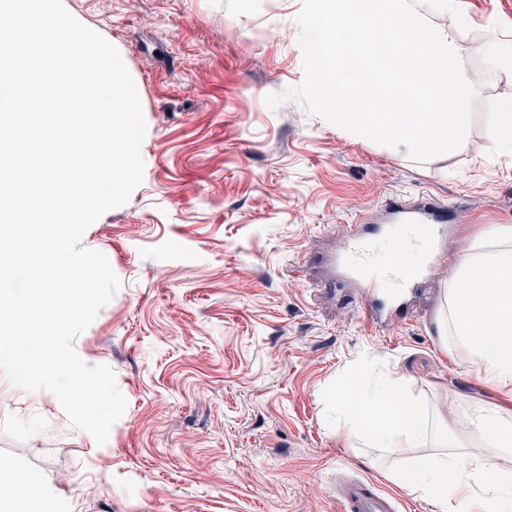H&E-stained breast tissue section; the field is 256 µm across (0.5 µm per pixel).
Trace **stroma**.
Segmentation results:
<instances>
[{
  "instance_id": "1",
  "label": "stroma",
  "mask_w": 512,
  "mask_h": 512,
  "mask_svg": "<svg viewBox=\"0 0 512 512\" xmlns=\"http://www.w3.org/2000/svg\"><path fill=\"white\" fill-rule=\"evenodd\" d=\"M120 53L146 124L143 181L82 238L120 289L74 341L127 406L105 445L57 397L0 376V458L56 512H341L339 477L398 486L350 447L332 394L364 373L416 396L492 399L444 351L435 320L456 256L512 224V0H457L451 31L481 83L467 148L419 163L289 101L301 83V0H63ZM429 194L449 244L396 326L372 332L359 274L329 269L356 214ZM404 512H437L400 494Z\"/></svg>"
}]
</instances>
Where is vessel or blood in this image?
Returning a JSON list of instances; mask_svg holds the SVG:
<instances>
[{"instance_id":"vessel-or-blood-1","label":"vessel or blood","mask_w":512,"mask_h":512,"mask_svg":"<svg viewBox=\"0 0 512 512\" xmlns=\"http://www.w3.org/2000/svg\"><path fill=\"white\" fill-rule=\"evenodd\" d=\"M382 212L392 234L401 235L419 228L425 229L429 250L424 265L418 268L411 269L398 263L390 266L388 274L399 282L401 290L396 294L387 293L383 286L384 275L372 270V256L367 246L368 238L377 235L379 229L373 226L369 214L355 217L349 227L347 252L341 263L364 275L362 286L372 298L367 316V325L372 330L392 323L403 315L427 283L430 265L436 253L448 243V226L426 197L390 200ZM341 489V512H400L398 498L381 490L370 478L348 477Z\"/></svg>"}]
</instances>
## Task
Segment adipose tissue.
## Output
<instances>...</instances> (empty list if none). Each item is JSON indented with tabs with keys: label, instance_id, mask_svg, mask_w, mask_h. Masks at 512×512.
I'll list each match as a JSON object with an SVG mask.
<instances>
[{
	"label": "adipose tissue",
	"instance_id": "ef3b65f1",
	"mask_svg": "<svg viewBox=\"0 0 512 512\" xmlns=\"http://www.w3.org/2000/svg\"><path fill=\"white\" fill-rule=\"evenodd\" d=\"M436 321L486 387L512 396V224L491 225L460 252ZM336 406L355 445L415 454L391 476L403 491L433 499L441 512H512V409L458 397L447 407L418 399L386 376L338 389ZM15 512H52L36 478L0 466V503Z\"/></svg>",
	"mask_w": 512,
	"mask_h": 512
}]
</instances>
